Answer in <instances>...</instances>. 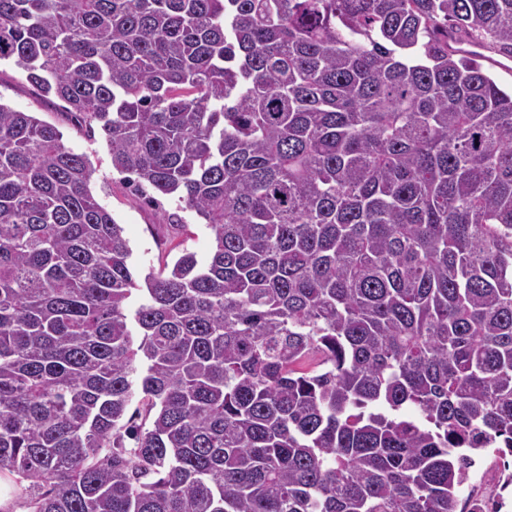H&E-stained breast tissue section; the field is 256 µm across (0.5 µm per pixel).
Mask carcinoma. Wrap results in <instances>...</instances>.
Segmentation results:
<instances>
[{"label": "carcinoma", "mask_w": 512, "mask_h": 512, "mask_svg": "<svg viewBox=\"0 0 512 512\" xmlns=\"http://www.w3.org/2000/svg\"><path fill=\"white\" fill-rule=\"evenodd\" d=\"M464 43L512 57V0H0V62L213 239L138 282L0 102V512H456L512 453V92ZM496 453L497 448H488L482 460L476 465L471 474V479L460 492V507H464L468 494L470 499L492 497V495L488 493L491 487L490 482L488 481L489 479L494 480V476L502 470V465H500V461ZM482 473H485V475L480 480Z\"/></svg>", "instance_id": "cac0c4a2"}]
</instances>
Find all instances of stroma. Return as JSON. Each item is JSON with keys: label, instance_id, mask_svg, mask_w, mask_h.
<instances>
[{"label": "stroma", "instance_id": "35a3bbf8", "mask_svg": "<svg viewBox=\"0 0 512 512\" xmlns=\"http://www.w3.org/2000/svg\"><path fill=\"white\" fill-rule=\"evenodd\" d=\"M0 102L17 111L35 113L39 119L54 124L67 146L90 156L95 168L91 188L99 203L122 224L132 248L130 265L136 275L159 271L173 263L185 249L194 252L198 260L209 257L212 237L193 213L183 212V226L164 224L162 213L174 210L175 201L166 199L158 206L146 203L144 191L113 169L103 139L88 138L62 112L58 100L42 97L27 81L25 73L11 63L0 65Z\"/></svg>", "mask_w": 512, "mask_h": 512}]
</instances>
